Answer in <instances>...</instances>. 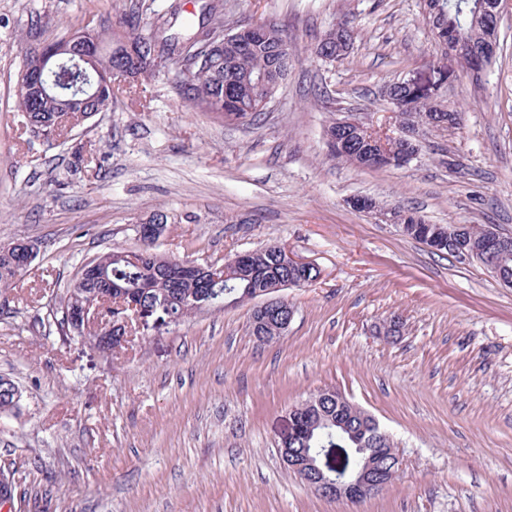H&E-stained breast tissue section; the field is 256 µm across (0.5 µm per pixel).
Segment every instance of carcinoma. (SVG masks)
<instances>
[{"mask_svg":"<svg viewBox=\"0 0 512 512\" xmlns=\"http://www.w3.org/2000/svg\"><path fill=\"white\" fill-rule=\"evenodd\" d=\"M423 20L442 52H454L448 44V33L456 34L455 40L465 46L458 53L462 69L478 72L490 63L484 57V47L499 41L498 0H421ZM150 7L145 0H134L115 16L113 24L97 30L84 28L94 34L98 44L97 64L103 71L120 70L125 65L114 56L115 48L130 41L141 57L139 82L126 85L117 82L99 96L73 104L55 98L41 97L18 80L15 96L17 111L26 122L45 125V139L56 141L72 130L87 124L92 111H112L113 99L126 93L139 100L147 99L150 86L161 77L175 84L180 96L200 112H210L226 122L252 124L260 117L265 105L276 95L286 80L290 69V49L285 31L278 25L262 28V35L245 43L232 37L242 29H230V38L224 40V50L204 57L196 54L215 32H224V0H208L202 7L201 19L183 18L177 6H170L165 13L148 14ZM354 39L349 22L341 21L318 40L315 53L325 61L336 62L347 58ZM194 61V76L186 79L175 68L177 60ZM386 96L397 112L396 122L403 127L424 133L430 129L449 131L452 116L450 109L437 95H421L401 78L386 85ZM384 149L397 155L400 142L395 137L381 141L365 130L348 137L346 147L331 152V156L357 168L365 167L366 156L375 149ZM393 223L401 226L408 238L426 245L431 250L471 259L490 267L501 279L512 278V250L491 252L486 247L481 226L458 225L454 242H448L447 224H430L412 210L396 209ZM183 260L169 258L146 243L139 250L136 262L115 257L109 264L112 284L90 280L84 292L69 289L66 306L88 297L102 306L107 301L102 295L112 293V299L127 306L135 303L141 309H152L163 297L174 304L204 297L214 304L244 305L264 296V292L278 283L290 282L295 287L309 285L319 276L315 268L298 270L284 261L271 246L249 251L236 262L224 265V281L211 287L192 272L184 273ZM24 273L22 257L0 248V288H6ZM326 422H321L317 409L300 404L295 411L297 429L285 442L289 448H372L375 435L384 432L379 425H372L354 411L350 404L328 400L322 405Z\"/></svg>","mask_w":512,"mask_h":512,"instance_id":"1","label":"carcinoma"}]
</instances>
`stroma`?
<instances>
[{
  "mask_svg": "<svg viewBox=\"0 0 512 512\" xmlns=\"http://www.w3.org/2000/svg\"><path fill=\"white\" fill-rule=\"evenodd\" d=\"M126 2L0 0V246L37 245L0 290V377L20 392L0 413L13 512H512V286L350 204L512 235V0L477 81L442 54L420 0H224L227 22L288 31V78L259 124L194 111L159 80L147 102L118 97L64 145L29 133L14 95L25 54ZM343 19L349 57L321 61L317 38ZM443 63L458 128L424 136L404 168L329 156L330 122H382L388 81ZM159 210L171 218L161 254L220 266L282 244L320 269L284 290L293 317L276 343L252 336L248 304L138 332L114 355L50 330L81 265L139 250L138 221ZM394 314L392 339L380 326ZM326 387L402 453L400 474L358 504L320 498L279 454L291 407Z\"/></svg>",
  "mask_w": 512,
  "mask_h": 512,
  "instance_id": "obj_1",
  "label": "stroma"
}]
</instances>
